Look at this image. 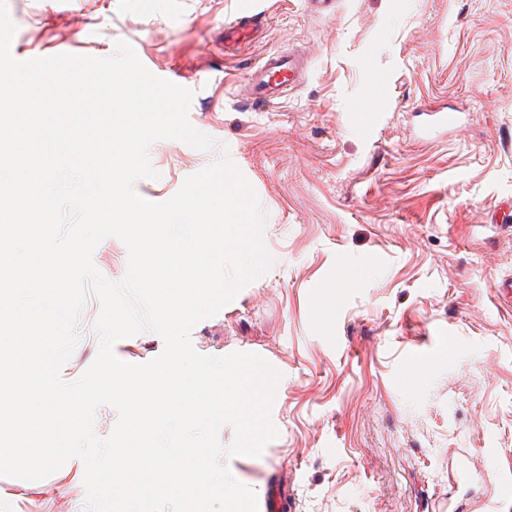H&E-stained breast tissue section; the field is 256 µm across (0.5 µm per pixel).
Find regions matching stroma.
<instances>
[{"instance_id": "stroma-1", "label": "stroma", "mask_w": 512, "mask_h": 512, "mask_svg": "<svg viewBox=\"0 0 512 512\" xmlns=\"http://www.w3.org/2000/svg\"><path fill=\"white\" fill-rule=\"evenodd\" d=\"M254 0L259 42L224 53L237 0H6L15 59L106 58L127 42L154 75L194 93L189 119L213 137L150 149L143 198L171 199L227 157L267 214L273 268L197 323L193 348L239 351L281 373L278 430L233 477L278 512H482L488 479L512 482V0ZM303 49L300 86L278 107L239 95L262 54ZM387 79L388 95L365 88ZM460 112L448 134L418 138L412 112ZM381 113L380 126L351 113ZM340 286L330 324L314 311ZM101 305L88 297L64 365L95 360ZM165 343L145 330L114 346L143 364ZM436 354L411 373L417 353ZM80 477H0V512H83Z\"/></svg>"}]
</instances>
